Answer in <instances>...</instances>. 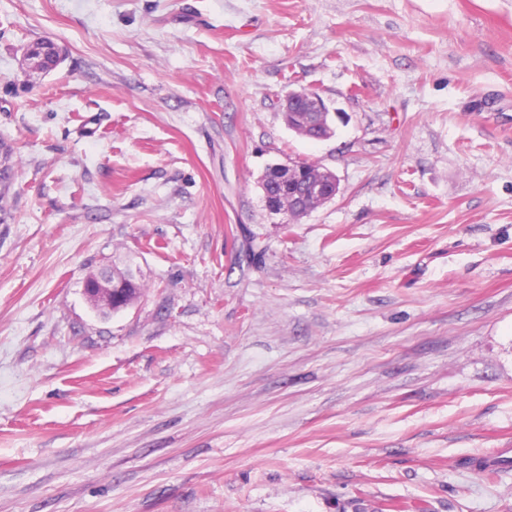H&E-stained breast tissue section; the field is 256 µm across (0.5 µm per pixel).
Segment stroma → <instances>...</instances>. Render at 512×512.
I'll return each mask as SVG.
<instances>
[{"instance_id":"stroma-1","label":"stroma","mask_w":512,"mask_h":512,"mask_svg":"<svg viewBox=\"0 0 512 512\" xmlns=\"http://www.w3.org/2000/svg\"><path fill=\"white\" fill-rule=\"evenodd\" d=\"M0 140V512H512V0H0ZM297 93V92H296ZM307 98L314 107L319 110L315 112L302 98H298L289 105L288 112H283L284 120L288 128L306 138L312 139L313 135H326L331 137L334 133L328 116L322 112H328V108L321 97L313 92L297 93ZM299 165V166H298ZM271 166L267 168L262 182L267 186L268 192L275 198L278 205L290 213L292 219H296L317 207L331 200L339 188V181L334 172L328 168L321 167L312 162H298L296 167L292 169V174L288 178V183L279 180L274 174L270 173ZM310 179H323L330 181V192L328 197H318L308 192L306 182ZM265 204L269 211L275 214H287L284 210L265 198ZM120 287L119 285L115 288L112 278L92 279L87 275L83 281V294L94 310L102 314H109L112 313L113 303L120 295L121 289L133 288L130 289V293L135 301L139 298L142 290L140 281L129 283L126 288Z\"/></svg>"}]
</instances>
